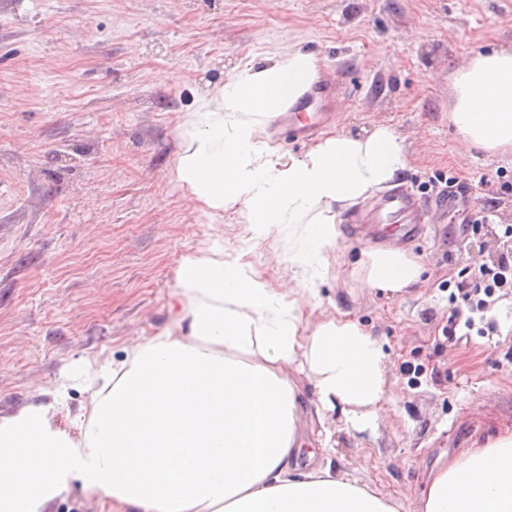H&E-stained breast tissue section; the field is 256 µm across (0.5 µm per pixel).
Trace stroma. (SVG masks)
I'll list each match as a JSON object with an SVG mask.
<instances>
[{
  "label": "stroma",
  "mask_w": 512,
  "mask_h": 512,
  "mask_svg": "<svg viewBox=\"0 0 512 512\" xmlns=\"http://www.w3.org/2000/svg\"><path fill=\"white\" fill-rule=\"evenodd\" d=\"M300 46L318 59L313 91L332 85L322 134L383 125L404 141L398 189L425 212L398 249L424 268L420 288L361 289L374 248L366 199L340 216L329 250L339 274L320 310L349 312L389 342V418L357 431L329 417L331 464L416 512L413 492L440 449L512 428V292L498 330L448 342L449 285L497 264L512 225V152L464 147L451 121L450 73L477 54L512 51V0H0V417L66 386L57 423L88 403L85 360L120 358L169 320L184 257L214 243L243 251L267 281H287L288 239L247 240L238 209L220 224L175 181L176 126L196 98L248 61ZM491 210L489 224H468Z\"/></svg>",
  "instance_id": "35a3bbf8"
}]
</instances>
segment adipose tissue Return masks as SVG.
Listing matches in <instances>:
<instances>
[{
    "label": "adipose tissue",
    "mask_w": 512,
    "mask_h": 512,
    "mask_svg": "<svg viewBox=\"0 0 512 512\" xmlns=\"http://www.w3.org/2000/svg\"><path fill=\"white\" fill-rule=\"evenodd\" d=\"M317 69L300 50L245 63L177 126L178 185L210 220L239 207L250 241L287 233V285L272 287L220 245L185 257L169 324L123 358L92 365L89 407L74 430L54 422L60 388L0 418V512H42L74 487L110 512H399L304 446L300 380L312 385L316 411L338 412L355 430L387 418V340L342 312L303 314L290 296L320 304L341 212L406 167L402 139L383 126L328 135L299 155L262 140ZM450 83L462 143L512 148V52L477 55ZM364 265L361 288L393 295L422 274L398 249L370 250ZM417 510L512 512V429L439 453Z\"/></svg>",
    "instance_id": "adipose-tissue-1"
}]
</instances>
